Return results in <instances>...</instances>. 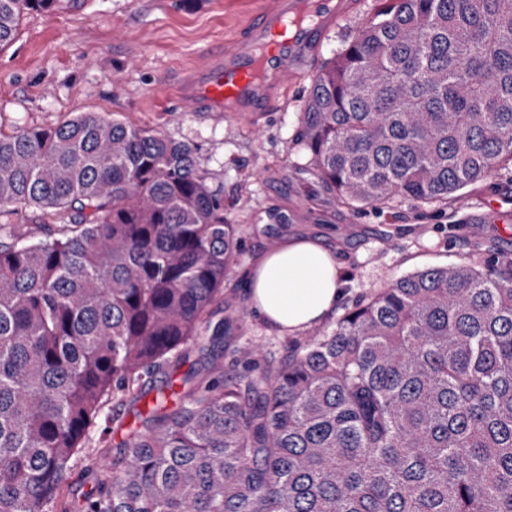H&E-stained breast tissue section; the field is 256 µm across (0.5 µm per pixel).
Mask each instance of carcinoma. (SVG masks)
Listing matches in <instances>:
<instances>
[{"mask_svg": "<svg viewBox=\"0 0 512 512\" xmlns=\"http://www.w3.org/2000/svg\"><path fill=\"white\" fill-rule=\"evenodd\" d=\"M59 0H0V51ZM298 140L348 206H442L512 169V0H387L312 80ZM0 512H47L109 397L194 346L77 512H512V256L416 271L281 356L216 360L242 251L197 146L81 112L0 130Z\"/></svg>", "mask_w": 512, "mask_h": 512, "instance_id": "cac0c4a2", "label": "carcinoma"}]
</instances>
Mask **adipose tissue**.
I'll return each instance as SVG.
<instances>
[{
	"mask_svg": "<svg viewBox=\"0 0 512 512\" xmlns=\"http://www.w3.org/2000/svg\"><path fill=\"white\" fill-rule=\"evenodd\" d=\"M344 286L335 249L310 238H293L260 252L244 277L250 309L271 328L288 334L324 321Z\"/></svg>",
	"mask_w": 512,
	"mask_h": 512,
	"instance_id": "ef3b65f1",
	"label": "adipose tissue"
}]
</instances>
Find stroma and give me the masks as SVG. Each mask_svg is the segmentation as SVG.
Returning a JSON list of instances; mask_svg holds the SVG:
<instances>
[{"label":"stroma","instance_id":"35a3bbf8","mask_svg":"<svg viewBox=\"0 0 512 512\" xmlns=\"http://www.w3.org/2000/svg\"><path fill=\"white\" fill-rule=\"evenodd\" d=\"M251 0H60L56 9L26 15L18 35L0 52V129L55 126L79 112L117 113L157 125L195 142L198 166L224 192V214L238 225L242 252L224 281V300L244 319L236 345L224 349V371H238L237 346L253 344L284 354L292 336H280L249 311L243 281L253 258L271 247L264 225L285 215L283 234L311 233L338 248L347 280L333 327L357 300L419 270L468 262L477 244L495 242L512 254V169L462 190L448 206L403 199L379 210L338 203L308 167L297 132L311 76H304L278 111L258 119L193 112L175 96L182 75L205 51L248 18ZM200 365L197 351L172 360L146 384L138 401H112L106 414L123 427L94 440L76 457L53 512H70L71 490L89 491L107 478L102 459L118 456L126 434L142 430L158 388L180 387Z\"/></svg>","mask_w":512,"mask_h":512}]
</instances>
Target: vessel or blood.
<instances>
[{
  "mask_svg": "<svg viewBox=\"0 0 512 512\" xmlns=\"http://www.w3.org/2000/svg\"><path fill=\"white\" fill-rule=\"evenodd\" d=\"M359 7L358 0H259L255 21L180 80L179 100L194 112L228 116L273 111L312 71L330 32Z\"/></svg>",
  "mask_w": 512,
  "mask_h": 512,
  "instance_id": "vessel-or-blood-1",
  "label": "vessel or blood"
}]
</instances>
